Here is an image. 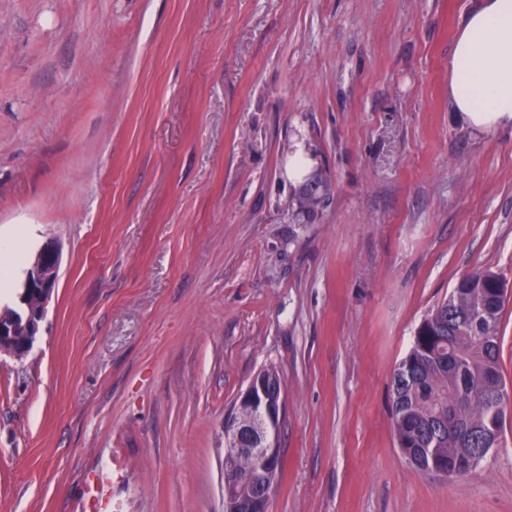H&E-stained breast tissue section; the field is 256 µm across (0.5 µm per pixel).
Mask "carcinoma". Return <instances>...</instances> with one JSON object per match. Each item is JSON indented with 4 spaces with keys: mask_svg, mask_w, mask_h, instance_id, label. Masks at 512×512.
<instances>
[{
    "mask_svg": "<svg viewBox=\"0 0 512 512\" xmlns=\"http://www.w3.org/2000/svg\"><path fill=\"white\" fill-rule=\"evenodd\" d=\"M330 180L301 184L288 201L296 224L329 199ZM506 290L497 274L463 275L421 322L414 343L391 380L392 426L398 448L423 473L464 478L476 470L483 448L502 437L509 396L500 364L499 325ZM251 454L224 453V481L233 501L250 508L258 485L243 478Z\"/></svg>",
    "mask_w": 512,
    "mask_h": 512,
    "instance_id": "1",
    "label": "carcinoma"
}]
</instances>
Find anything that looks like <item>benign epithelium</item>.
Instances as JSON below:
<instances>
[{"mask_svg": "<svg viewBox=\"0 0 512 512\" xmlns=\"http://www.w3.org/2000/svg\"><path fill=\"white\" fill-rule=\"evenodd\" d=\"M60 263L61 250L58 243L53 240L45 242L36 257L33 270L26 274L22 292L18 297L19 309L6 318H0L1 341L23 336L25 341L21 346L22 351L26 352L30 349L44 317V305L57 287ZM285 412L279 376L273 375L269 384L256 376L235 403L234 412L224 419V441L231 449L250 448L246 440L248 430L243 426L241 416L250 417L264 431V447L254 451V456L261 461V466L256 473L248 474V477L253 478L257 473L264 474L271 466L275 468L273 479L263 485L261 499L265 504L275 491L282 470L283 458L280 457L275 461L273 456Z\"/></svg>", "mask_w": 512, "mask_h": 512, "instance_id": "obj_1", "label": "benign epithelium"}]
</instances>
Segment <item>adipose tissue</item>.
I'll return each mask as SVG.
<instances>
[{
  "mask_svg": "<svg viewBox=\"0 0 512 512\" xmlns=\"http://www.w3.org/2000/svg\"><path fill=\"white\" fill-rule=\"evenodd\" d=\"M448 101L471 132L512 127V0H477L448 55Z\"/></svg>",
  "mask_w": 512,
  "mask_h": 512,
  "instance_id": "ef3b65f1",
  "label": "adipose tissue"
}]
</instances>
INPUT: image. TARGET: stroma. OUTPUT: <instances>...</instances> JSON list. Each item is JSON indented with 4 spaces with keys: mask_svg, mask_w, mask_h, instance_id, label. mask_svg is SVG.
<instances>
[{
    "mask_svg": "<svg viewBox=\"0 0 512 512\" xmlns=\"http://www.w3.org/2000/svg\"><path fill=\"white\" fill-rule=\"evenodd\" d=\"M475 0H0V235L62 250L0 353V512H224V417L281 379L268 512H512L398 448L393 369L462 274L512 295V130L448 105ZM332 194L289 223L288 159Z\"/></svg>",
    "mask_w": 512,
    "mask_h": 512,
    "instance_id": "35a3bbf8",
    "label": "stroma"
}]
</instances>
